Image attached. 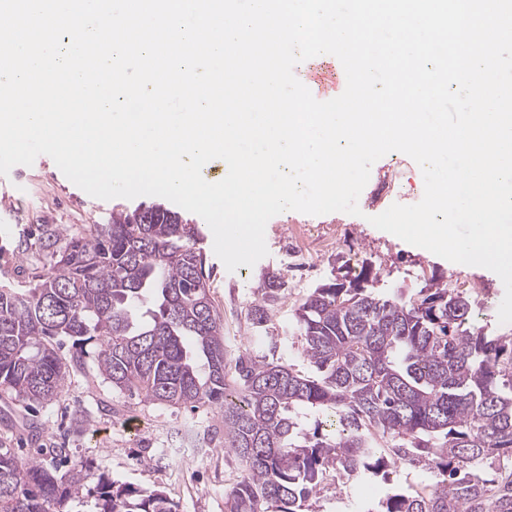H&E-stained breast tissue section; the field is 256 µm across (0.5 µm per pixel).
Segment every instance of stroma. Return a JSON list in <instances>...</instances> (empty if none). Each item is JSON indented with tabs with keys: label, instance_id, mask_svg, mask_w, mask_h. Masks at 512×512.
I'll return each instance as SVG.
<instances>
[{
	"label": "stroma",
	"instance_id": "1",
	"mask_svg": "<svg viewBox=\"0 0 512 512\" xmlns=\"http://www.w3.org/2000/svg\"><path fill=\"white\" fill-rule=\"evenodd\" d=\"M423 192L419 166L404 153H388L371 167L358 199L360 215L281 213L266 225L267 256L254 266L232 272L215 255L208 224L194 213L183 212V219L198 225L201 232L206 282L224 322L229 360L265 352L267 336L278 335L282 338L281 360L306 369L296 347L283 338L292 329L298 303L321 284L363 271L378 275V290L406 296L433 277L457 284L487 310L492 330L512 333V323L498 321L505 289L497 274L483 267L453 265L371 224V217L392 204L419 202ZM154 202L151 196L108 201L91 197L45 155L32 165L13 167L8 175L0 176V284L25 289L49 268L50 257L41 247L44 229L81 235L91 225L109 223L113 213ZM301 226L330 237L333 246L314 255L307 270L295 272L291 269V234ZM268 270L284 275L287 291L267 329L261 330L249 323L246 309ZM32 422L40 428V447L66 448L71 460L80 462L89 473L82 496L69 504L70 512H94L102 479L118 487L164 491L177 504L178 512H224L225 494L240 475L237 458L224 451V424L219 413L171 408L113 390L100 377L91 357L81 371L71 375L58 400L31 404L0 393V446L16 447L18 439L28 435ZM386 490L380 481L332 488L315 510L363 512L366 505L383 498Z\"/></svg>",
	"mask_w": 512,
	"mask_h": 512
}]
</instances>
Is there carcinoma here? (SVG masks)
Listing matches in <instances>:
<instances>
[{
  "label": "carcinoma",
  "mask_w": 512,
  "mask_h": 512,
  "mask_svg": "<svg viewBox=\"0 0 512 512\" xmlns=\"http://www.w3.org/2000/svg\"><path fill=\"white\" fill-rule=\"evenodd\" d=\"M198 240L197 225L167 209L114 213L67 239L33 287L1 288L0 390L58 398L93 341L113 389L221 412L224 448L242 466L225 512H313L328 486L388 482L403 465L438 480L391 484L365 512H512V334L480 325L466 291L433 279L406 299L366 276L321 284L289 332L313 374L275 358L277 336L231 368ZM285 285L266 274L253 327L267 326ZM86 480L79 463L62 472L0 448V512H70ZM96 512L176 505L103 480Z\"/></svg>",
  "instance_id": "cac0c4a2"
}]
</instances>
